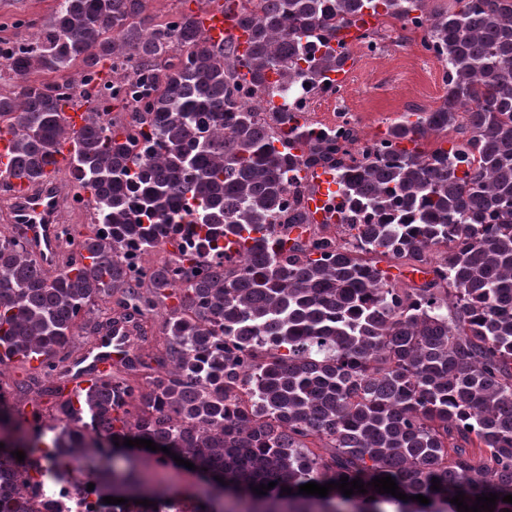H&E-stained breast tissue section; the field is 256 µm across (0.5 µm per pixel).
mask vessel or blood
<instances>
[{
	"label": "vessel or blood",
	"instance_id": "obj_1",
	"mask_svg": "<svg viewBox=\"0 0 512 512\" xmlns=\"http://www.w3.org/2000/svg\"><path fill=\"white\" fill-rule=\"evenodd\" d=\"M197 19L210 42L220 44L233 41L238 54H248L252 32L244 27L237 12L210 10L198 14ZM14 137L8 128L0 129V182L11 188L13 207L5 216L6 222L23 225L30 249L47 261H55L58 251L56 223L58 199L55 195L57 173L66 167L75 152L76 142L71 137L57 145L54 164L45 168L38 180L17 175L11 165ZM311 179L318 189L311 205L319 210L336 207V186L332 174L316 170ZM130 330L124 324L114 326L110 335L97 337L92 350L80 359L75 389L87 387L90 380L108 376L113 366L129 351Z\"/></svg>",
	"mask_w": 512,
	"mask_h": 512
}]
</instances>
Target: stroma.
<instances>
[{"mask_svg":"<svg viewBox=\"0 0 512 512\" xmlns=\"http://www.w3.org/2000/svg\"><path fill=\"white\" fill-rule=\"evenodd\" d=\"M380 33L383 37L380 51L373 53L353 44L351 52L356 66L344 82L340 96L317 111L305 113V121L316 126L328 125L334 121L337 110L348 109L358 114L363 141L371 142L384 138L388 128L404 113L440 106L447 93L442 65L423 47L421 32L386 18L380 25ZM21 380L29 384L18 396L21 404L38 405L44 419L54 420L52 400L44 395L35 371L17 360L0 366V382L11 385ZM136 454L145 468L155 474L158 489L198 483L195 470L161 463L159 452L140 448Z\"/></svg>","mask_w":512,"mask_h":512,"instance_id":"35a3bbf8","label":"stroma"}]
</instances>
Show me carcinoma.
<instances>
[{
  "label": "carcinoma",
  "instance_id": "1",
  "mask_svg": "<svg viewBox=\"0 0 512 512\" xmlns=\"http://www.w3.org/2000/svg\"><path fill=\"white\" fill-rule=\"evenodd\" d=\"M146 2L57 0L49 18L16 22L37 28L31 40L0 38L14 169L39 178L74 136L70 190L91 219L51 270L0 229V366L44 357L63 424L47 443L17 423L40 410L0 409V433L13 430L0 456L101 448L91 476L152 502L123 445L150 439L196 466L198 512H458L460 491L470 506L497 494L493 512H512V0H239L246 57L210 43L193 13L156 22ZM367 10L423 33L445 68L438 108L363 145L301 112L257 118L250 98L330 80L347 34L376 47ZM67 105L86 106L74 133ZM460 113L469 138L420 149ZM316 167L334 176L351 243L288 216L291 188L312 191ZM384 259L425 277L392 275ZM89 323L99 336L130 326L151 355L65 398L55 380ZM386 475L410 499L370 485L297 493ZM0 512H27L25 493L1 496Z\"/></svg>",
  "mask_w": 512,
  "mask_h": 512
}]
</instances>
